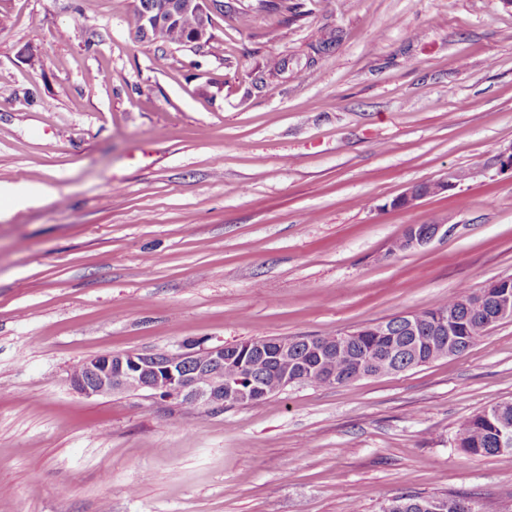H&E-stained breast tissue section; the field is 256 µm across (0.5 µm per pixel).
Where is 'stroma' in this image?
<instances>
[{
    "mask_svg": "<svg viewBox=\"0 0 512 512\" xmlns=\"http://www.w3.org/2000/svg\"><path fill=\"white\" fill-rule=\"evenodd\" d=\"M0 0V512H512V320L460 355L216 410L74 392L85 360L336 336L512 277V0ZM455 189L395 209L412 185ZM411 224L448 234L401 250ZM177 1H180L177 5L179 11H193L197 15L195 13L180 14L177 20L172 23L176 17V12L173 10L172 5L164 4L174 3L176 5ZM220 4H222L220 0H139V4L133 14V23L141 38L148 41L155 40L147 39L142 33V27L147 34L152 33L159 36L163 29L172 23L158 41L168 45L186 46L191 43L193 35L200 26V17L202 20V30L196 42L200 43L209 35V25L212 26L211 18L208 20V24L207 17H210L212 12L218 11L217 8H221ZM151 5L164 6L161 9L157 6L144 11L142 17L143 10L148 9ZM463 177L464 176L458 171H448L442 179L415 185L409 188L400 197L396 198L391 203V206L398 209L408 208L424 197L455 188L462 182ZM512 435V402L498 403L463 418L457 427L461 449L473 457L503 453L499 448L501 433ZM455 496L436 497V496H419V495H406L394 497L384 512H433L429 510V506L433 502H440L446 506L444 511L441 512H456L453 508Z\"/></svg>",
    "mask_w": 512,
    "mask_h": 512,
    "instance_id": "35a3bbf8",
    "label": "stroma"
}]
</instances>
